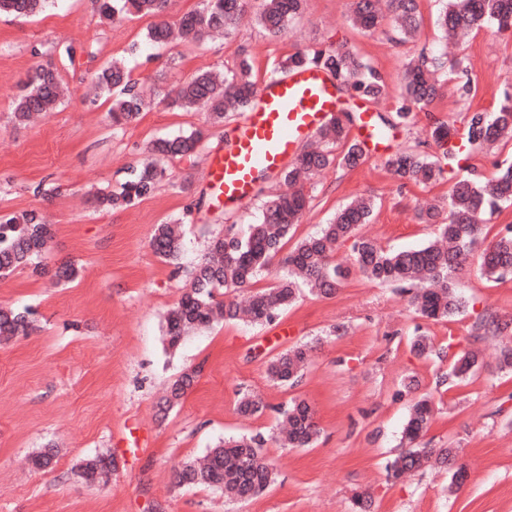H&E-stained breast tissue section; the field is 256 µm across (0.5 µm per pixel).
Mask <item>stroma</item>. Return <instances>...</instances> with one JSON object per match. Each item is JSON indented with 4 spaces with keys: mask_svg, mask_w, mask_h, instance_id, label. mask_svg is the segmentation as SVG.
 Wrapping results in <instances>:
<instances>
[{
    "mask_svg": "<svg viewBox=\"0 0 512 512\" xmlns=\"http://www.w3.org/2000/svg\"><path fill=\"white\" fill-rule=\"evenodd\" d=\"M418 3V34L406 42L389 17L376 32L359 33L348 20L350 0H307L277 38L247 17L231 39L162 47L144 43L150 18H104L98 0H52L36 17L0 16V215L34 209L54 232L45 275L23 270L0 280V307L30 309L37 325L30 335L0 340V512H356L361 493L369 496L366 512H512V371L499 365L502 340L475 329L486 312L512 322V277L493 281L465 268L455 277L465 310L430 322L416 318L395 288L352 270L344 245L336 260L351 272L333 296L301 293L273 324L218 322L188 335L175 351L163 333L164 314L210 239L230 225L246 230L262 200L288 190L267 176L249 202L212 207L206 169L223 149L227 128L207 124L204 113L168 108L173 86L201 70L224 72L242 51L261 86L295 51L345 43L385 76L377 110L390 114L401 98L404 64L441 40L442 0ZM460 52L477 95L463 101L447 85L411 125L382 133L357 168L314 177L296 238L316 233L342 206L366 196L376 208L364 232L384 248L431 239L432 227L418 223L416 212L446 197L449 182L403 187L384 161L409 145L440 157L428 135L435 121L460 129L468 112L498 108L512 82V33L480 29ZM115 59L124 61L146 100L138 120L123 129L113 128L108 102L93 89L95 74ZM39 65L57 68L65 94L56 112L15 124L12 103ZM195 129L204 138L192 156L170 162L172 181L134 206L97 207L96 194L117 191L151 140ZM174 223L182 226L183 248L170 263L153 252L150 239L155 225ZM66 264L78 275L58 281L55 271ZM419 332L433 345L430 357L410 348ZM295 344L312 349L302 382L293 389L273 385L269 358ZM466 348L480 352L475 375L438 384ZM191 370L196 379L181 403L161 413L167 386ZM412 376L438 409L424 442L457 448L468 470L464 487L452 485L449 471L429 467L399 480L387 475L412 402L401 383ZM241 391L260 397L266 411L240 417ZM295 396L315 412L314 447L270 441L275 407ZM256 433L267 436L265 453L278 473L262 495L239 502L176 486L183 461L221 440ZM47 448L54 451L51 464L34 468L31 456ZM99 454L112 456L116 468L108 483L87 484L79 466Z\"/></svg>",
    "mask_w": 512,
    "mask_h": 512,
    "instance_id": "1",
    "label": "stroma"
}]
</instances>
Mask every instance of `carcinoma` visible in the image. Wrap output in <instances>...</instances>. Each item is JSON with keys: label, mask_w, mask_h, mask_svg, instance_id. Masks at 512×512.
I'll use <instances>...</instances> for the list:
<instances>
[{"label": "carcinoma", "mask_w": 512, "mask_h": 512, "mask_svg": "<svg viewBox=\"0 0 512 512\" xmlns=\"http://www.w3.org/2000/svg\"><path fill=\"white\" fill-rule=\"evenodd\" d=\"M48 0H0V13L35 15L43 11ZM306 0H260L257 21L271 36L282 35L304 11ZM379 0H352L351 22L359 32L368 34L382 22ZM245 0H203L198 9L184 14L178 22L182 41L200 44L217 31L231 36L235 33ZM165 0H101V14L107 18L153 17L146 39L155 46L168 43L171 29L161 20ZM397 15L401 39L414 37L418 24L417 0H389ZM445 33L469 34L484 27L500 32L512 31V0H446L440 16ZM316 67L327 72L336 88L365 103L379 104L386 90V79L377 69L364 63L347 45L298 50L281 62V69ZM449 68L462 78L457 92L468 99L477 92L468 77V62L464 56L449 60L443 54H424L409 62L403 74V92L391 117L379 116L383 126L397 128L412 122L413 113L423 110L441 95L439 71ZM98 87L113 94L109 117L114 126H124L138 119L144 102L130 74L121 63L114 61L97 75ZM60 76L56 69L42 66L28 78L24 93L13 102L15 122L23 124L33 113L50 114L60 100ZM256 95L252 65L243 57L237 66L219 78L210 71L195 73L182 82L170 98L169 106L185 112L205 111L213 123L227 122L231 113L247 109ZM356 117L350 112L334 114L319 131L325 147L304 150L282 172L283 180L296 186L288 195L265 201L254 223L241 235L231 225L224 235L214 238L209 255L191 273L188 288L167 312L165 337L169 348L180 346L193 330L206 328L213 322L243 321L270 324L279 313L291 305L305 288L314 296L329 297L336 293L350 270L336 263L335 253L345 243H351L354 265L367 279L397 288L413 313L428 321H446L466 307V301L456 291L455 275L477 258L481 276L502 280L512 276V224L501 228L479 256L475 247L483 237L486 224L503 208L512 205V157L494 163L490 178L456 180L448 191L446 203L428 206L419 214L423 224L436 226V240L419 248L387 251L374 240L361 234V227L371 220L374 202L355 199L336 212L320 231L296 242L286 255L279 256L283 246L293 236L308 209L304 191L306 182L320 171L338 166L354 168L364 157V148L350 136V126ZM430 137L442 149L443 158L452 165L462 156L460 146L467 147L468 156L488 155L503 141H512V84L503 92L496 111L468 113L463 141L456 140V129L438 121ZM203 140L197 130L187 136L158 138L148 145L155 160L132 170L131 176L117 193L102 194L97 204L108 208L131 206L154 192L167 177L165 162L193 154ZM386 168L399 181L425 187L445 178L446 169L440 160H432L413 149H404L385 160ZM52 238L51 225L43 222L35 210L0 216V278L17 270L45 269L43 255ZM151 246L156 255L170 261L179 258L182 235L174 224L155 225ZM274 273L275 282L268 288L254 291L242 308L232 300L218 299L225 291L250 288L256 276ZM28 309L0 308V336L25 333L32 326ZM484 333L502 335L509 324L493 315L479 321ZM310 348L295 344L272 356L267 362V376L274 384L296 387L309 361ZM479 369L477 354L463 350L458 354L451 375L472 376ZM195 375L185 373L169 387L166 404L179 403L192 386ZM267 408L253 395L243 394L237 400V411L254 416ZM277 443L282 448H309L319 435L312 407L303 399H292L277 409ZM434 406L431 397L421 395L411 407L401 436L405 451L388 467L391 477L419 470L428 465L451 468L456 463L454 448H426L420 440L431 427ZM264 439L243 435L223 440L210 448L200 461L189 460L175 475L179 487H206L247 501L260 494L276 480L273 465L263 453ZM101 457L86 461L83 477L89 483L103 477L99 467Z\"/></svg>", "instance_id": "cac0c4a2"}]
</instances>
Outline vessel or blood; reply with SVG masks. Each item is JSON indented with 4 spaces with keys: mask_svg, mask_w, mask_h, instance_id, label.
Returning <instances> with one entry per match:
<instances>
[{
    "mask_svg": "<svg viewBox=\"0 0 512 512\" xmlns=\"http://www.w3.org/2000/svg\"><path fill=\"white\" fill-rule=\"evenodd\" d=\"M337 104L336 87L320 69H292L259 89L223 151L208 164L214 204L246 202L260 175L277 173L298 145L313 143Z\"/></svg>",
    "mask_w": 512,
    "mask_h": 512,
    "instance_id": "vessel-or-blood-1",
    "label": "vessel or blood"
}]
</instances>
